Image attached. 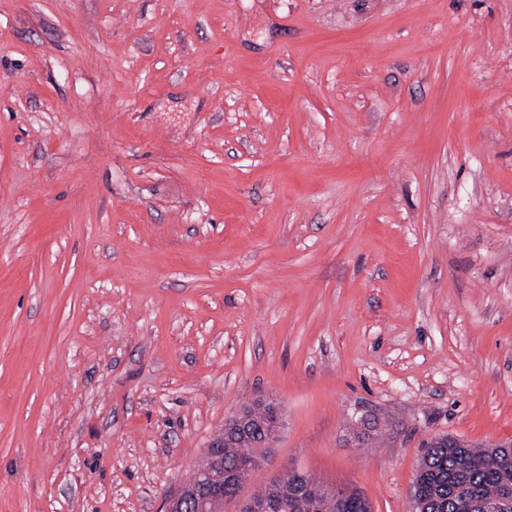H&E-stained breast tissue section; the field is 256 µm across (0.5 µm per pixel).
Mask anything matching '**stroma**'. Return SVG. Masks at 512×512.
<instances>
[{
	"instance_id": "35a3bbf8",
	"label": "stroma",
	"mask_w": 512,
	"mask_h": 512,
	"mask_svg": "<svg viewBox=\"0 0 512 512\" xmlns=\"http://www.w3.org/2000/svg\"><path fill=\"white\" fill-rule=\"evenodd\" d=\"M262 396L224 512L512 440V0H0V512H160ZM257 403L260 405V408L264 410V413L271 424V428L273 429L271 438L264 447L271 448L278 441L283 428L281 408L274 399L268 397L257 399Z\"/></svg>"
}]
</instances>
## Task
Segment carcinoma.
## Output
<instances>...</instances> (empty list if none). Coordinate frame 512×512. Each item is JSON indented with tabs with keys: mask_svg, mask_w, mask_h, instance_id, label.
Masks as SVG:
<instances>
[{
	"mask_svg": "<svg viewBox=\"0 0 512 512\" xmlns=\"http://www.w3.org/2000/svg\"><path fill=\"white\" fill-rule=\"evenodd\" d=\"M262 412L253 411L250 439L222 448L224 467L211 466L216 477L209 512H223L224 500L237 496L245 475L252 470L249 456L258 454L263 439ZM512 480V447L483 448L467 441H429L419 460L413 492L420 499L419 512H471L476 498L493 500L501 486ZM301 492L303 507L298 512H371L360 495L316 482L309 474L292 469L273 479L251 502L286 501Z\"/></svg>",
	"mask_w": 512,
	"mask_h": 512,
	"instance_id": "obj_1",
	"label": "carcinoma"
}]
</instances>
